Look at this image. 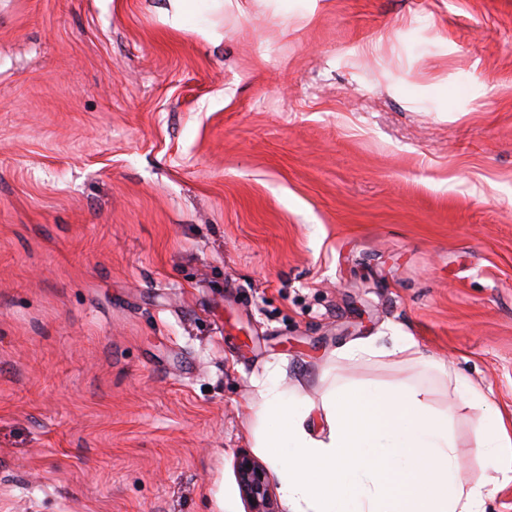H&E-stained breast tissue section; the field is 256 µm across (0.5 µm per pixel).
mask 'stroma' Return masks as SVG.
<instances>
[{
	"mask_svg": "<svg viewBox=\"0 0 512 512\" xmlns=\"http://www.w3.org/2000/svg\"><path fill=\"white\" fill-rule=\"evenodd\" d=\"M411 335L448 376L361 339ZM512 421V0H0V512H246L256 382Z\"/></svg>",
	"mask_w": 512,
	"mask_h": 512,
	"instance_id": "stroma-1",
	"label": "stroma"
}]
</instances>
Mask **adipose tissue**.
Wrapping results in <instances>:
<instances>
[{
  "label": "adipose tissue",
  "instance_id": "1",
  "mask_svg": "<svg viewBox=\"0 0 512 512\" xmlns=\"http://www.w3.org/2000/svg\"><path fill=\"white\" fill-rule=\"evenodd\" d=\"M482 412L479 455L512 471V429L484 394L454 382ZM256 446L281 475L288 512H481L485 483L464 486L448 413L432 411L425 388L332 386L314 433L311 404L259 385Z\"/></svg>",
  "mask_w": 512,
  "mask_h": 512
}]
</instances>
